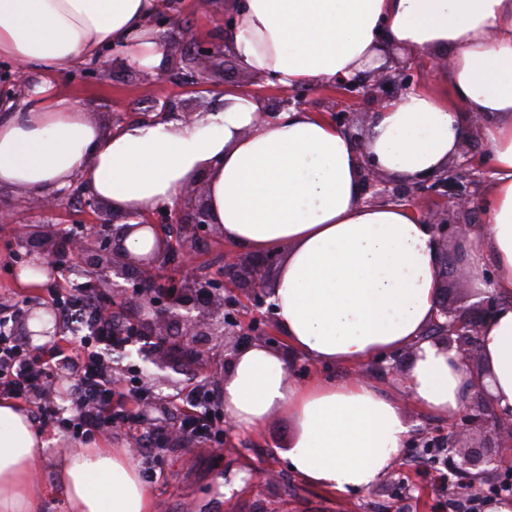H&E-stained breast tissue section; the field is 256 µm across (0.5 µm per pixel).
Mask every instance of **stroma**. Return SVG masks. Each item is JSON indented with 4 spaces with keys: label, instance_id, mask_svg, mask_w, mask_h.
<instances>
[{
    "label": "stroma",
    "instance_id": "35a3bbf8",
    "mask_svg": "<svg viewBox=\"0 0 512 512\" xmlns=\"http://www.w3.org/2000/svg\"><path fill=\"white\" fill-rule=\"evenodd\" d=\"M175 25L164 28L163 38L172 56H180L183 32L193 33L197 42L220 38L225 16L235 14V0H174ZM204 84L190 90L178 84L156 88L154 96L171 99L197 111L216 104L228 91L255 92L249 73L241 68L233 54L200 64ZM60 95L78 101L100 124L115 125L146 117L151 102L143 93L141 71L129 68L125 61L108 62L101 78L83 77L80 69L68 70L53 80ZM95 217L79 205L46 215L31 209L27 195L0 189V295L19 300H35L40 310L50 302L45 287L19 285V272L25 266V251L16 246L19 226H28L30 243L39 248L46 238L43 225L52 230H81ZM275 350L283 353L289 366L295 367L299 381L320 376L336 381L349 379L348 364L317 363L297 355L289 346L281 327L270 328ZM207 369L165 356L163 376L183 385L212 376L222 382L227 365L219 343L206 347ZM410 349L367 362L368 379L388 392L405 391L404 378L409 370ZM288 420L273 415L255 433L231 431L224 436L222 457H213L208 446L198 442H178L166 454L163 475L150 490L154 512H469L465 499L448 493L440 470L410 463L415 451L401 448L402 461L365 491L339 492L316 487L302 480L285 456L288 445Z\"/></svg>",
    "mask_w": 512,
    "mask_h": 512
}]
</instances>
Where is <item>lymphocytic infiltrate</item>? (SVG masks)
<instances>
[{"mask_svg": "<svg viewBox=\"0 0 512 512\" xmlns=\"http://www.w3.org/2000/svg\"><path fill=\"white\" fill-rule=\"evenodd\" d=\"M57 311H75L86 321L83 333L62 335L43 351L32 350L13 329V318L22 309L19 300L0 301V398L36 404L34 421L40 429L58 430L89 442L126 426L141 434L153 472H163L165 456L173 440L190 439L212 448L224 445V417L218 411L212 387L193 383L183 398L176 430L156 432L137 416L135 405L153 400L137 382L122 383L113 370V353L137 344L131 336L130 318L112 312L104 289L88 288L78 280L48 291ZM71 365L73 383L67 394L70 407L52 397L54 370Z\"/></svg>", "mask_w": 512, "mask_h": 512, "instance_id": "f902f5d3", "label": "lymphocytic infiltrate"}]
</instances>
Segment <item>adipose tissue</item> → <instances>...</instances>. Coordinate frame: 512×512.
I'll use <instances>...</instances> for the list:
<instances>
[{"mask_svg":"<svg viewBox=\"0 0 512 512\" xmlns=\"http://www.w3.org/2000/svg\"><path fill=\"white\" fill-rule=\"evenodd\" d=\"M170 0H0V57L50 76L129 44L139 69L167 57L152 18ZM447 55L451 98L410 89L377 112L363 148L318 114L281 112L256 124L257 99L225 93L190 124L136 121L103 128L50 83L23 106L0 97V188L44 195L73 184L112 211L144 214L206 186L224 241L282 258L271 301L291 348L319 363L361 365L417 349L406 379L411 399L450 418L467 375L454 352L422 332L437 303L432 234L405 204L361 199L362 157L413 180L443 171L480 115L491 180L469 256L476 292L485 266L503 298L481 335L485 382L512 409V0H245L230 50L241 67L286 87L350 79L375 68L388 46ZM237 428L258 431L275 414L292 433L286 456L309 483L369 489L388 472L409 428L403 403L366 380H290L284 356L240 349L221 387ZM29 411L0 401V512H153L129 448L81 446L48 465ZM50 472L49 482L36 474Z\"/></svg>","mask_w":512,"mask_h":512,"instance_id":"1","label":"adipose tissue"}]
</instances>
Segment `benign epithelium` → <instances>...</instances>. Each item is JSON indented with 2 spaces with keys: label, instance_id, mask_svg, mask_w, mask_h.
<instances>
[{
  "label": "benign epithelium",
  "instance_id": "1",
  "mask_svg": "<svg viewBox=\"0 0 512 512\" xmlns=\"http://www.w3.org/2000/svg\"><path fill=\"white\" fill-rule=\"evenodd\" d=\"M404 58L389 57L385 63L368 71L362 79H336L330 83L344 99V109L332 114L333 122L349 137L352 133L356 110L370 99L382 108L383 104L396 98L413 85L429 79L432 73L446 65L444 61H433L425 68L415 66L412 52L403 49ZM223 55V45L207 43L193 53L197 61ZM201 72L192 63L180 65L176 60L143 76L145 90L178 81L188 87L200 83ZM280 92L278 101L260 102L258 121L265 123L292 107L301 105L299 90L275 86ZM160 111L169 112L173 118L191 123L197 110L179 108L166 100ZM462 160L448 166V174H430L413 181L384 179L383 173L369 160L362 158L360 180L362 195H371L383 203H404L415 206L430 203L432 209H422V222L431 230L437 247L439 266L448 268L455 258L448 254V241L465 242L473 233L474 225L465 221V216L477 206L478 196L474 191L483 174L485 162L461 153ZM79 199L84 208L99 216V223L92 231L80 236L56 235L49 248L29 253L28 262L43 266L65 267L74 265L79 259L89 260L92 273L88 286L100 285L112 289V302L130 300L139 305L141 316L134 323L133 335L143 336L152 344L138 349L145 363L157 364L156 351L171 334L180 336L181 347L191 361L206 364L199 346L208 336H236L248 340L260 336L258 322L271 325L276 321L275 307L268 302L272 296L266 272L277 261V255L268 253L259 260L241 257L231 248H224V269L218 274L201 273L196 265L198 232L211 227L207 206L203 203H177L173 206L160 204L141 217L134 213L124 216L126 223L116 224L114 218L104 212L101 201L77 188L62 190L50 196L31 199L34 209L45 214H54L71 199ZM163 224H178L181 238L178 244L160 236ZM138 228H149L158 235L157 250L147 255H134L125 241ZM172 257L183 270V279L165 280L157 273L160 257ZM131 284L126 288L118 280ZM501 305V298L487 290L481 300L465 310H453L442 301H437L436 312L426 335L437 340L449 350H455L458 365L471 374V383L465 391L464 407L455 418L448 421V437L441 441L448 448V470L457 481L448 483L452 492L463 496L484 487L507 488L512 484L504 481L500 460L489 452L486 445H496L507 438L512 446V410L503 412L494 405L492 395L483 384L485 371L472 373L471 361L480 354V332L490 322ZM35 318L34 306L28 305L16 320L29 338L49 336L52 328L32 331L29 320Z\"/></svg>",
  "mask_w": 512,
  "mask_h": 512
}]
</instances>
